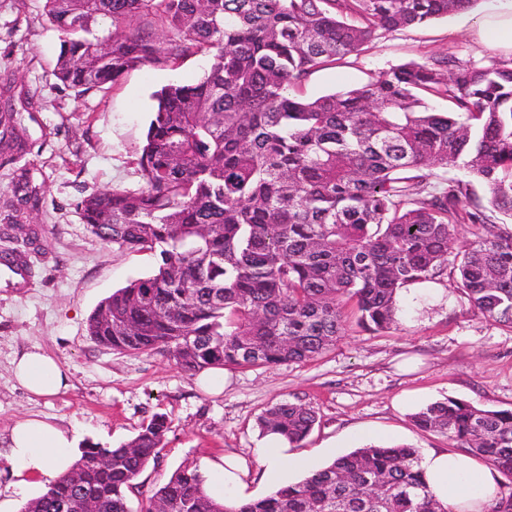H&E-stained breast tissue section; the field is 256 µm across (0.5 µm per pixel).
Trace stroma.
<instances>
[{
    "instance_id": "stroma-1",
    "label": "stroma",
    "mask_w": 512,
    "mask_h": 512,
    "mask_svg": "<svg viewBox=\"0 0 512 512\" xmlns=\"http://www.w3.org/2000/svg\"><path fill=\"white\" fill-rule=\"evenodd\" d=\"M503 3L480 0L474 11L386 34L310 75L299 92L314 99L444 54L475 64L512 60V51L484 44L474 28L477 16ZM43 6L44 0H0V103L11 102L30 145L21 159L0 165V218L14 205L40 244L29 255L30 288L17 297L0 291V496L13 495L10 429L27 417L49 419L80 443L113 448L153 415H165L164 447L131 495L133 512H140L176 470L211 455L250 456L260 444L258 416L281 401L315 411L317 423L299 450L320 468L367 444L448 447L447 437L421 431L411 419L436 401L512 408V328L468 311L450 281L442 300L409 310L395 329L367 332L348 322L316 360L225 368L217 394L202 390L169 356L99 346L86 332L88 317L113 291L151 273L155 258L103 243L76 204L98 190L137 186L136 158L154 93L196 82L209 62L192 57L175 69L145 66L108 89L77 95L53 74L61 34ZM23 177L37 191L25 202L12 193ZM34 347L69 373L68 388L56 396H33L14 378V358Z\"/></svg>"
}]
</instances>
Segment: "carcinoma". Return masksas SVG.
<instances>
[{"instance_id": "obj_1", "label": "carcinoma", "mask_w": 512, "mask_h": 512, "mask_svg": "<svg viewBox=\"0 0 512 512\" xmlns=\"http://www.w3.org/2000/svg\"><path fill=\"white\" fill-rule=\"evenodd\" d=\"M477 0H44L61 33L56 77L83 95L142 66L206 57L194 85L168 84L136 158L140 183L77 204L102 242L155 253L154 271L105 298L88 335L117 354H168L210 368L304 363L356 325L398 324L402 289L452 277L470 309L512 328V61L445 54L410 61L314 100L292 90L380 36L470 10ZM451 104L431 109L426 97ZM27 150L0 112V161ZM464 168L469 179L448 175ZM488 193L482 202L474 184ZM468 235L458 238L462 226ZM0 261L31 272L37 238L10 221ZM491 463L512 485V409L449 398L412 415ZM315 412L282 401L259 417L292 447ZM168 419L117 448L89 444L22 512H131ZM446 512L418 451L366 445L300 482L234 506L195 467L174 472L144 512Z\"/></svg>"}]
</instances>
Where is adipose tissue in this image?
I'll return each instance as SVG.
<instances>
[{
  "label": "adipose tissue",
  "instance_id": "1",
  "mask_svg": "<svg viewBox=\"0 0 512 512\" xmlns=\"http://www.w3.org/2000/svg\"><path fill=\"white\" fill-rule=\"evenodd\" d=\"M13 374L18 383L37 397H51L68 386L64 368L40 349L17 355ZM263 445L252 458L220 455L206 458L200 473L212 494L233 502L246 497L253 483L267 492L284 486L291 476L313 473V463L274 433L264 434ZM8 457L12 463L14 492L27 496L33 481L52 483L68 471L79 451L75 433L49 421L25 418L10 430ZM420 468L433 496L448 512H487L504 493L501 474L463 452L430 449L420 459Z\"/></svg>",
  "mask_w": 512,
  "mask_h": 512
}]
</instances>
